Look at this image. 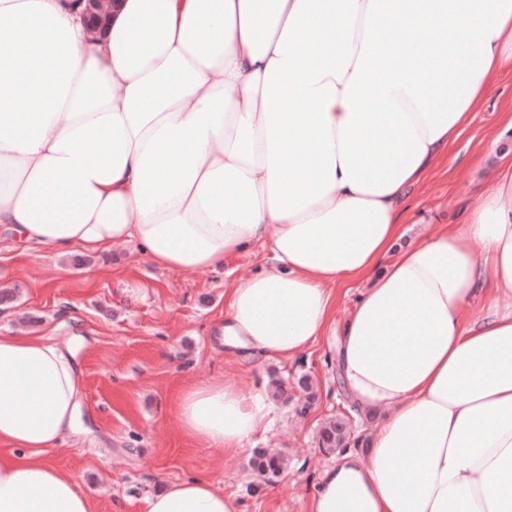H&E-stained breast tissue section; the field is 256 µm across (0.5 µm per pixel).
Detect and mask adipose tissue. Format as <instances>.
I'll return each instance as SVG.
<instances>
[{
	"label": "adipose tissue",
	"instance_id": "obj_1",
	"mask_svg": "<svg viewBox=\"0 0 512 512\" xmlns=\"http://www.w3.org/2000/svg\"><path fill=\"white\" fill-rule=\"evenodd\" d=\"M512 68V0H0V224L66 255L137 244L154 265H270L224 291V345L291 362L336 321L340 379L378 427L309 512H512V159L460 224L406 238L408 194ZM82 379L44 337L0 336V512H93L44 455ZM186 435L234 454L262 392L193 381ZM144 512H239L206 478ZM119 0H82L87 28L91 35H102L109 25L112 9Z\"/></svg>",
	"mask_w": 512,
	"mask_h": 512
}]
</instances>
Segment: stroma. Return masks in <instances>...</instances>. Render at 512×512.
<instances>
[{
	"label": "stroma",
	"instance_id": "1",
	"mask_svg": "<svg viewBox=\"0 0 512 512\" xmlns=\"http://www.w3.org/2000/svg\"><path fill=\"white\" fill-rule=\"evenodd\" d=\"M512 110V71L492 86L454 146L457 162H441L411 190L409 234H429L439 224L462 223L492 174L475 168L476 154L494 136L512 142V129L497 123ZM86 265L47 245L20 243L0 225V288L20 289L0 311V336L26 330L71 349L82 374V431L47 455L72 473L94 512H143V499L164 485L205 477L233 495L241 512H306L321 471L334 454L317 445L329 417L349 409L338 382L331 343L314 346L290 363H240L218 339L224 289L262 269L265 252L228 259L223 268L195 273L153 265L134 244L93 252ZM223 375L245 386L285 383L290 399L277 403L275 420L251 445L233 455L185 436L174 411L178 389L193 380ZM309 376L313 401L297 382ZM281 452L288 466L266 479L253 466V451Z\"/></svg>",
	"mask_w": 512,
	"mask_h": 512
}]
</instances>
